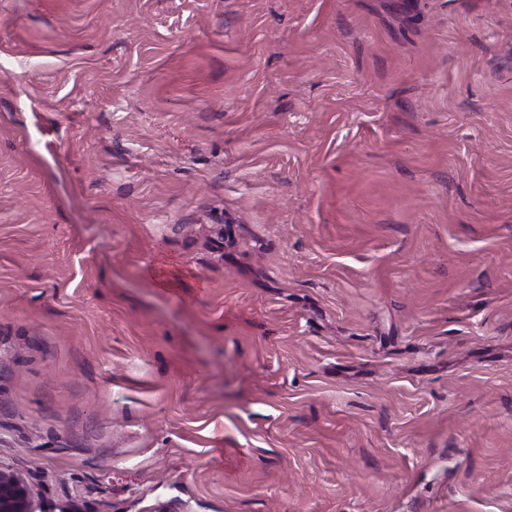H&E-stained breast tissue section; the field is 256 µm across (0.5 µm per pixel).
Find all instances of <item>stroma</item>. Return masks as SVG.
<instances>
[{
	"label": "stroma",
	"instance_id": "35a3bbf8",
	"mask_svg": "<svg viewBox=\"0 0 512 512\" xmlns=\"http://www.w3.org/2000/svg\"><path fill=\"white\" fill-rule=\"evenodd\" d=\"M0 464L512 512V0H0Z\"/></svg>",
	"mask_w": 512,
	"mask_h": 512
}]
</instances>
